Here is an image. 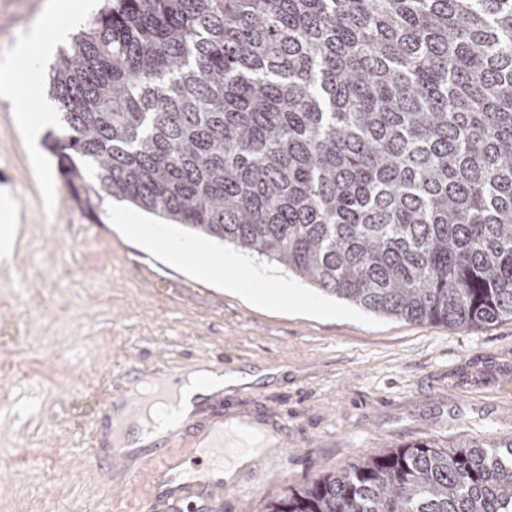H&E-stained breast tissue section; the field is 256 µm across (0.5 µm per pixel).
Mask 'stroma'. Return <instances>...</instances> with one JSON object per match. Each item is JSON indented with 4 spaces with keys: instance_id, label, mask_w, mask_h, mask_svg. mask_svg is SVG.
Instances as JSON below:
<instances>
[{
    "instance_id": "stroma-1",
    "label": "stroma",
    "mask_w": 512,
    "mask_h": 512,
    "mask_svg": "<svg viewBox=\"0 0 512 512\" xmlns=\"http://www.w3.org/2000/svg\"><path fill=\"white\" fill-rule=\"evenodd\" d=\"M54 0H0V67L19 79L0 94V185L27 224L13 266L0 268V512H152L165 495L152 467L136 485L101 487L87 452L109 433L110 398L129 397L126 368L144 355L176 368L192 361L257 383L203 400L188 428L223 418L277 429L233 488L181 512H261L290 485L360 456L416 440L456 444L512 436V320L454 330L377 316L300 284L302 311L257 308L224 291V267L195 275L206 254L170 263L179 226L115 199L98 219L65 189L56 158L30 145L19 122L41 111L56 54L36 66L14 49Z\"/></svg>"
}]
</instances>
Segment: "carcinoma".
<instances>
[{
  "mask_svg": "<svg viewBox=\"0 0 512 512\" xmlns=\"http://www.w3.org/2000/svg\"><path fill=\"white\" fill-rule=\"evenodd\" d=\"M47 149L115 198L369 311L512 320V0H105ZM262 512H512V438L415 441Z\"/></svg>",
  "mask_w": 512,
  "mask_h": 512,
  "instance_id": "obj_1",
  "label": "carcinoma"
}]
</instances>
